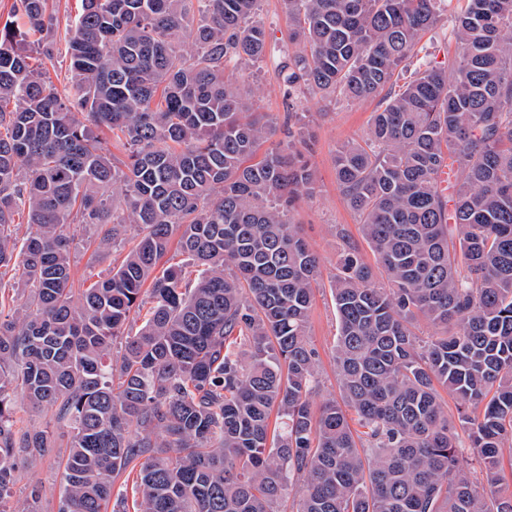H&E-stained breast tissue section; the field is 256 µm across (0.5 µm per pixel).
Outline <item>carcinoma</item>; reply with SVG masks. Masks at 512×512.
I'll use <instances>...</instances> for the list:
<instances>
[{"mask_svg": "<svg viewBox=\"0 0 512 512\" xmlns=\"http://www.w3.org/2000/svg\"><path fill=\"white\" fill-rule=\"evenodd\" d=\"M79 2L63 94L50 0L0 25V270L28 293L0 307V512L20 462L62 447L57 512H279L299 479L293 512H512V0H466L451 71L397 90L443 0H283L288 99L382 96L335 168L384 281L336 232L340 399L316 409L320 265L293 208L317 177L305 115L263 149L237 75L266 52L258 0ZM90 224L100 259L134 244L76 288ZM174 240L192 280L162 264ZM18 392L67 441L18 425Z\"/></svg>", "mask_w": 512, "mask_h": 512, "instance_id": "1", "label": "carcinoma"}]
</instances>
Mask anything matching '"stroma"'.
Returning a JSON list of instances; mask_svg holds the SVG:
<instances>
[{"instance_id": "1", "label": "stroma", "mask_w": 512, "mask_h": 512, "mask_svg": "<svg viewBox=\"0 0 512 512\" xmlns=\"http://www.w3.org/2000/svg\"><path fill=\"white\" fill-rule=\"evenodd\" d=\"M458 10L457 0H447L443 4L440 21L423 36L412 66L397 69L394 76L396 85L401 86L410 81L416 67H447L457 53L454 17ZM257 18L267 34L266 55L260 63L246 67L243 74L244 84L259 90L258 95L252 99L254 106L280 121L291 110L306 113L309 120V160L317 172L318 187L314 195H300L296 203L295 219L301 224L311 249L320 258V276L314 286L308 339L317 352L320 387L316 399L321 402L339 394L335 360L338 323L331 294L332 276L336 267L337 228H344L352 242L357 244L367 264L375 262L373 252L361 237L358 214L348 206L336 185V150L345 142L364 135L378 102L374 99L364 102H330L312 94L287 100L283 79L278 74L288 31V16L281 0H261ZM93 238V233L85 230L73 243L75 281H96L107 276L114 265L112 259L98 260L93 257L88 246ZM35 487L41 491L39 506L42 512H57L64 491L59 459L46 457L22 462L12 488V506L21 508L29 505L30 492Z\"/></svg>"}]
</instances>
